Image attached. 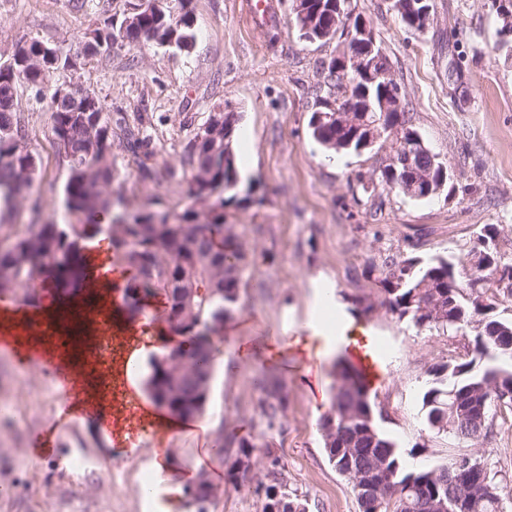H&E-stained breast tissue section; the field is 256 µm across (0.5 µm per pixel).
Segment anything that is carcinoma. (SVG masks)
Listing matches in <instances>:
<instances>
[{"label":"carcinoma","mask_w":512,"mask_h":512,"mask_svg":"<svg viewBox=\"0 0 512 512\" xmlns=\"http://www.w3.org/2000/svg\"><path fill=\"white\" fill-rule=\"evenodd\" d=\"M192 0H166L159 13L135 27L116 31L115 46L137 47L145 42L190 51L195 42ZM17 60H0V210L9 212L30 199L37 163L14 153L13 142L27 140L28 132L19 112L23 88L37 91L49 75L20 72L12 75ZM326 95L318 102L337 99L349 81L320 64ZM53 138L61 139L59 152L67 162L64 184L66 222L39 223L37 202H32L28 230L0 246V293H23L28 299L45 275L58 269L74 273L77 259L90 239L89 229L109 237L113 258L135 270L126 293L144 296L162 294L170 304L165 320L175 323L182 342L150 361L145 385L151 398L181 417H194L204 410L214 374L213 338L224 320L238 307L240 287L248 267L237 225L224 223V204L236 195L240 183L233 142L239 115L224 111V151L213 158L194 135L185 147L191 168V194L199 195L198 183L209 177L214 203L205 220L191 207L182 213L130 214L124 203L112 198L115 170L112 159V114L94 113L91 119L68 118L64 108H50ZM352 130L336 120L324 119L312 129L323 147L331 142L343 152H358L350 141ZM126 148L133 154H151L150 138L139 126L124 128ZM402 147L388 154L380 170L389 189L411 177ZM119 211L106 225L90 224L87 218ZM389 312L417 331H435L456 336L473 322L484 325L474 336L476 356L448 361L428 369L421 413L427 428L437 435H451L473 448L450 450L444 461L426 468L408 469L397 443L377 425L368 388L355 370L343 368L333 386L330 411L319 426L323 448L336 472L373 471L382 485L377 504L355 492L359 512H436L442 501L445 512H503L500 488L476 443L493 426L492 408L512 406V318L492 312L484 295L503 292L512 296V280L501 282L494 271L475 268L469 291L459 283L452 261L440 257L425 265L415 258L392 262L383 279ZM259 409L272 427L286 413L288 399L279 379L262 377ZM272 491L288 496L296 512H308L306 500L288 490L284 474L267 470Z\"/></svg>","instance_id":"cac0c4a2"}]
</instances>
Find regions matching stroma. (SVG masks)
Returning <instances> with one entry per match:
<instances>
[{"mask_svg": "<svg viewBox=\"0 0 512 512\" xmlns=\"http://www.w3.org/2000/svg\"><path fill=\"white\" fill-rule=\"evenodd\" d=\"M244 0H193L194 48L145 43L87 60L84 83L106 111L128 122L150 119L154 151L135 158L122 144L112 153L129 212H183L194 205L184 174L185 146L217 106L240 115L250 133V169L224 219L237 225L249 262L241 308L224 322L214 376L197 420L200 430L158 436L132 454L114 447L95 420L58 424L57 389L34 367L0 351V512H192L187 489L205 478L220 492L209 512H262L263 493L236 489L224 437L253 443L262 464L278 460L290 490L309 512H359L348 481L329 464L319 420L329 410L321 391L334 381L333 362L305 346L306 326L319 320L313 285L336 288L344 315L370 331L378 379L369 389L380 429L408 467L444 460L457 447L418 413L429 367L473 355L472 336L450 339L416 332L383 305L391 260L437 256L472 270L467 254L481 228L496 225L497 244L512 264V54L498 49L501 21L491 0H434L426 29L404 27L388 0H351L386 53L390 74L412 125L448 168L444 191L413 201L379 184L367 198L358 179L378 180L385 152L333 156L311 135L317 63L339 41L310 44L290 26L277 0L273 16L252 21ZM124 0H0V56L17 44L46 41L69 51L103 15L121 16ZM21 109L38 169L40 221L63 214L66 164L50 132L48 101L24 92ZM279 378L288 393L282 425L270 428L258 410L259 375ZM54 428L56 445L35 448L31 436ZM512 512V410L497 409L492 435L479 443ZM167 451L166 481L154 480V450ZM89 465L77 473L72 454Z\"/></svg>", "mask_w": 512, "mask_h": 512, "instance_id": "1", "label": "stroma"}]
</instances>
